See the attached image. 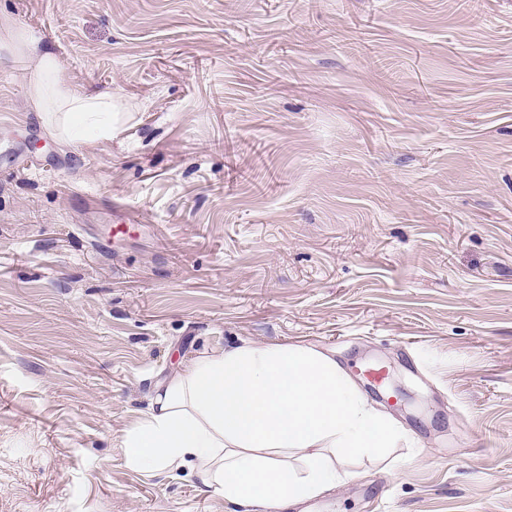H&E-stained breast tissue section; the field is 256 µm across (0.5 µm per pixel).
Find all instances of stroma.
<instances>
[{
	"mask_svg": "<svg viewBox=\"0 0 512 512\" xmlns=\"http://www.w3.org/2000/svg\"><path fill=\"white\" fill-rule=\"evenodd\" d=\"M14 27L110 140L48 135ZM242 340L384 365L414 437L292 512H512V0H0V512H235L119 438Z\"/></svg>",
	"mask_w": 512,
	"mask_h": 512,
	"instance_id": "35a3bbf8",
	"label": "stroma"
}]
</instances>
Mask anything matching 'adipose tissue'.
<instances>
[{
    "label": "adipose tissue",
    "instance_id": "1",
    "mask_svg": "<svg viewBox=\"0 0 512 512\" xmlns=\"http://www.w3.org/2000/svg\"><path fill=\"white\" fill-rule=\"evenodd\" d=\"M10 38L29 72L28 107L52 133L73 145L111 139V93L72 89L35 33ZM412 441L332 355L244 340L186 358L154 383L120 446L129 469L186 470L241 512H287L346 483L349 461Z\"/></svg>",
    "mask_w": 512,
    "mask_h": 512
}]
</instances>
